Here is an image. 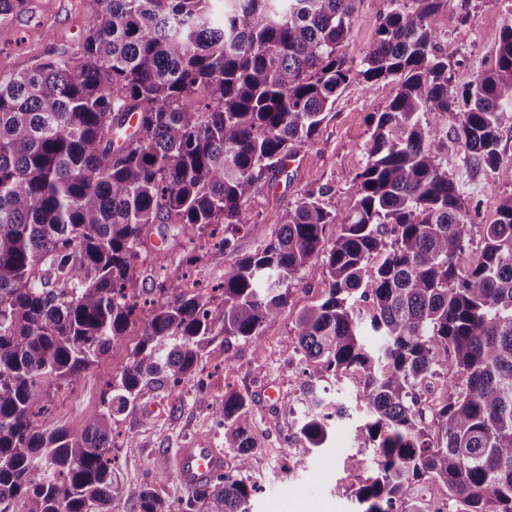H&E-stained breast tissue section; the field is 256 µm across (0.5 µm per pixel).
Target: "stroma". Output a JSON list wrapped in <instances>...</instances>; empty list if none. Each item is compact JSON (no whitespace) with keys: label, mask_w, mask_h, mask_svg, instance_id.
<instances>
[{"label":"stroma","mask_w":512,"mask_h":512,"mask_svg":"<svg viewBox=\"0 0 512 512\" xmlns=\"http://www.w3.org/2000/svg\"><path fill=\"white\" fill-rule=\"evenodd\" d=\"M97 7L96 0H25L22 11L0 17V79L31 70L52 52L79 57L89 16ZM389 8V0H356L340 54L360 60ZM509 24L512 0H442L439 46L451 62L455 84H466L493 65L502 30ZM396 92L391 80L370 88L355 79L345 85L314 138L299 148L273 185L261 186L245 204L251 233L238 237L232 249L211 251L193 269V276L212 286L222 283L225 270L270 237L269 217L285 212L309 190L322 191V201L330 209L340 202H353L356 176L368 161L372 117L383 111ZM441 161L457 183L471 218L470 243L462 255L468 264L480 254L482 226L496 219L501 200L512 195V176L485 170L461 149L442 154ZM148 244L155 253L141 269L144 287L162 271H175L186 248L179 226L161 222L150 225ZM323 291V283L317 280L293 286L292 298L279 318L244 346L237 360L226 361L222 340H215L177 389L145 387L134 402L115 413L117 467L124 488L116 512H138L139 494L147 487L171 512H182L190 490L181 484L168 459L176 449L197 441L223 449L225 471H235L237 453L225 447L224 426L214 414L228 384L254 398L260 446L253 453L250 471L258 485L250 500L251 512H356L350 498L354 480L342 463L357 450L359 413L333 419L326 446L317 451L309 449L296 428L303 377L288 364L297 344L293 328L300 313L319 301ZM139 339V331L129 332L108 359L91 365L76 383L59 390L49 412L52 426L79 435L85 423L102 411L106 383L128 365ZM129 439L134 442L130 448L125 445Z\"/></svg>","instance_id":"1"}]
</instances>
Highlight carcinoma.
I'll return each instance as SVG.
<instances>
[{
	"label": "carcinoma",
	"instance_id": "carcinoma-1",
	"mask_svg": "<svg viewBox=\"0 0 512 512\" xmlns=\"http://www.w3.org/2000/svg\"><path fill=\"white\" fill-rule=\"evenodd\" d=\"M97 2L79 58L51 53L0 80V512H114V410L145 386H179L219 337L236 360L305 277L325 288L294 327L290 362L307 377L298 434L325 447L348 407L328 411L316 383L360 375L362 444L343 462L359 512H512V196L484 225L478 260L460 265L467 212L428 145L463 147L499 171L512 25L492 67L459 86L438 45L442 0H390L358 63L338 54L354 0ZM353 78L398 84L373 116L356 201L329 210L308 191L274 215L276 232L224 272L218 314L184 273L140 301L149 225H179L190 266L217 233L215 247L248 235L245 203ZM130 112L136 138L116 150ZM427 113L453 137L423 126ZM137 324L104 410L78 436L46 426L55 392ZM252 405L224 389L215 414L238 469L193 488L183 512H250ZM430 482L445 499L418 496ZM138 508L170 512L149 489Z\"/></svg>",
	"mask_w": 512,
	"mask_h": 512
}]
</instances>
